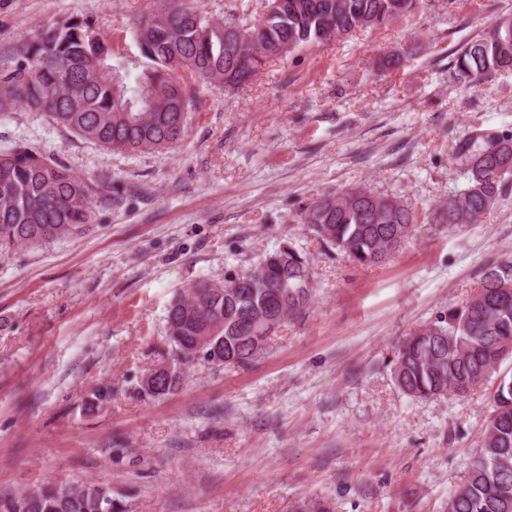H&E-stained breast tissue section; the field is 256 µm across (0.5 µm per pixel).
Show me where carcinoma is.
<instances>
[{
    "label": "carcinoma",
    "instance_id": "1",
    "mask_svg": "<svg viewBox=\"0 0 512 512\" xmlns=\"http://www.w3.org/2000/svg\"><path fill=\"white\" fill-rule=\"evenodd\" d=\"M139 21L141 55L149 62L138 84L114 81L110 42L86 18H71L0 62V112L46 113L77 136L107 149L162 151L185 135L198 77L239 88L269 57L405 16L416 0H272L275 11L216 21L183 0ZM457 78L473 81L512 70V18L495 21L457 50ZM466 186L440 207L443 224H478L512 183V138L478 127L456 140ZM108 194L63 165L21 146L0 151V256L82 234ZM304 223L329 248L361 266L386 262L415 233V212L397 196L352 187L312 200ZM314 279L290 245L267 253L249 273L202 279L171 302L166 315L171 367L144 378L141 390L176 393L195 363L246 367L265 348L263 327L306 312ZM512 357V258L486 268L476 293L459 307L408 334L397 346L393 380L413 399L464 397L499 373ZM482 453L444 512H512V376L499 378ZM0 512H126L112 490L97 484L46 483L0 497Z\"/></svg>",
    "mask_w": 512,
    "mask_h": 512
}]
</instances>
